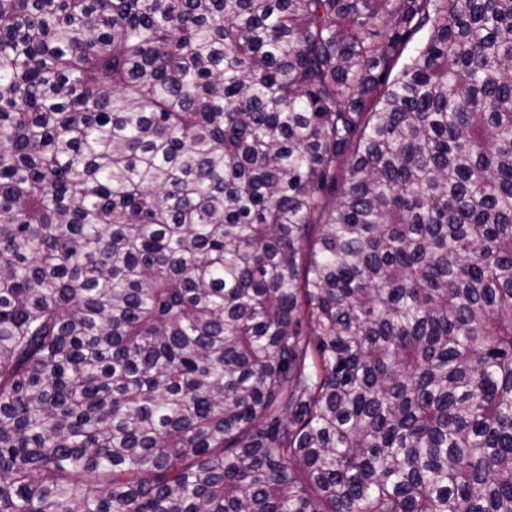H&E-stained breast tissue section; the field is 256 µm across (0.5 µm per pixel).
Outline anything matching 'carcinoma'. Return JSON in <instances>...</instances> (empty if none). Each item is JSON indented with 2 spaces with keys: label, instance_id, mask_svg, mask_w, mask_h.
<instances>
[{
  "label": "carcinoma",
  "instance_id": "carcinoma-1",
  "mask_svg": "<svg viewBox=\"0 0 512 512\" xmlns=\"http://www.w3.org/2000/svg\"><path fill=\"white\" fill-rule=\"evenodd\" d=\"M0 512H512V0H0Z\"/></svg>",
  "mask_w": 512,
  "mask_h": 512
}]
</instances>
